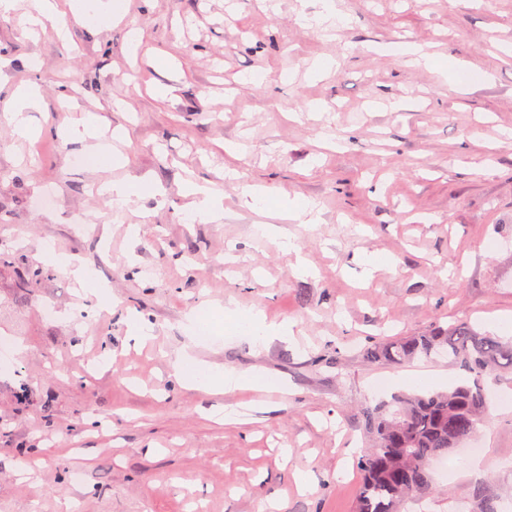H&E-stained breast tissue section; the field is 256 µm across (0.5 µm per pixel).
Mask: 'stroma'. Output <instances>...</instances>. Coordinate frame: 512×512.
Instances as JSON below:
<instances>
[{
	"label": "stroma",
	"instance_id": "stroma-1",
	"mask_svg": "<svg viewBox=\"0 0 512 512\" xmlns=\"http://www.w3.org/2000/svg\"><path fill=\"white\" fill-rule=\"evenodd\" d=\"M334 2L306 28L319 0H131L115 25L61 0L65 42L0 13V342L23 346L0 370V512H355L362 408L464 378L444 360L369 361L368 342L463 319L512 334V0ZM398 42L434 67L408 65ZM20 84L43 98L31 143L11 131ZM90 117L119 165L94 169L62 133ZM142 179L152 192L108 206L105 186ZM187 181L221 191L222 223L188 222ZM249 185L265 189L253 211ZM296 198L317 203L316 223L282 219ZM45 249L93 269L111 306L79 296ZM230 302L295 321L294 341L239 331ZM194 308L210 337L188 330ZM134 316L154 327L146 345ZM184 351L272 388L216 423L227 396L168 377ZM488 388L482 471L449 454L425 512L480 487L512 506V374ZM392 53L408 57L409 63L417 68H427L431 64V55L423 46L415 43L399 44L392 47Z\"/></svg>",
	"mask_w": 512,
	"mask_h": 512
}]
</instances>
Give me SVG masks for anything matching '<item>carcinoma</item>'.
<instances>
[{"label":"carcinoma","instance_id":"carcinoma-1","mask_svg":"<svg viewBox=\"0 0 512 512\" xmlns=\"http://www.w3.org/2000/svg\"><path fill=\"white\" fill-rule=\"evenodd\" d=\"M367 359L398 366L418 357L445 358L468 378L446 391L405 393L363 409L371 447L357 461L362 475L356 512H399L406 499L442 493L431 463L477 434L490 409L486 378L512 371V337L485 332L468 321L436 325L365 350Z\"/></svg>","mask_w":512,"mask_h":512}]
</instances>
